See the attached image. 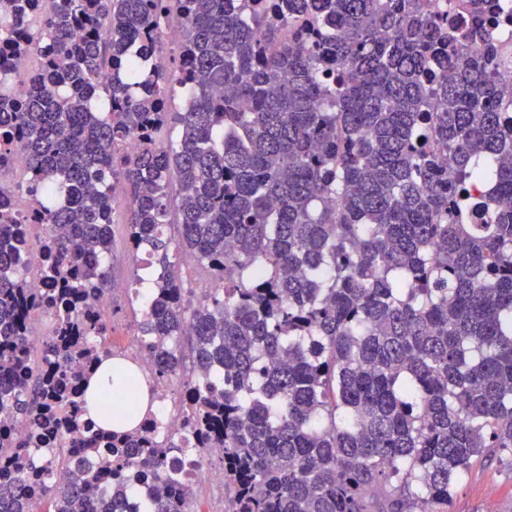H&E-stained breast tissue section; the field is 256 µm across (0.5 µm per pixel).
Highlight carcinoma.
Listing matches in <instances>:
<instances>
[{
    "mask_svg": "<svg viewBox=\"0 0 512 512\" xmlns=\"http://www.w3.org/2000/svg\"><path fill=\"white\" fill-rule=\"evenodd\" d=\"M0 0V168L27 159L43 213L46 298L18 276L22 218L0 184V424L62 398L112 356L91 291L109 280L116 184L129 257L152 258L141 333L160 382L194 371L183 410L195 452L222 448L227 512H448L488 448L512 451V126L494 33L385 0ZM184 19L178 65L156 63L163 23ZM293 38L284 42L280 27ZM39 67L10 93L14 59ZM181 108L170 109L175 93ZM180 126L177 144L158 139ZM135 137L134 153L124 144ZM493 191L479 197L469 186ZM178 215V238L167 234ZM211 274L195 307L182 254ZM52 307L39 360L27 320ZM132 375L104 390L128 416ZM0 437V512H97L139 493L185 512L186 440L95 430L98 469Z\"/></svg>",
    "mask_w": 512,
    "mask_h": 512,
    "instance_id": "carcinoma-1",
    "label": "carcinoma"
}]
</instances>
